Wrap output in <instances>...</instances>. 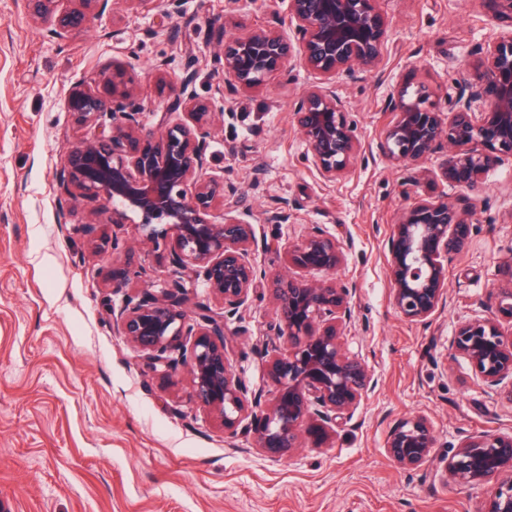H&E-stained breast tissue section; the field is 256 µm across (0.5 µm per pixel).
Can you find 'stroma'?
Instances as JSON below:
<instances>
[{
  "label": "stroma",
  "mask_w": 512,
  "mask_h": 512,
  "mask_svg": "<svg viewBox=\"0 0 512 512\" xmlns=\"http://www.w3.org/2000/svg\"><path fill=\"white\" fill-rule=\"evenodd\" d=\"M381 7L388 37L378 71L336 80L357 124L360 157L327 182L292 120L316 74L296 63L267 87L232 95L214 68L216 29L292 35L288 0H182L178 15L165 0L138 9L111 0L64 42L32 21L23 0H0V512H482L490 485L462 489L442 471L461 434L512 432V400L489 393L450 342L460 323L491 314L493 292L512 280V159L469 189L443 179L445 150L398 166L378 144L390 97L424 87L430 105L447 112L459 73L512 28L488 20L477 0H382ZM190 54L193 91L224 107L210 167L235 192L215 215L228 207L258 215L255 258L268 270L280 265L273 243L316 227L347 246L337 273L353 288L346 346L378 385L351 422L337 425L332 447L273 460L250 440L225 442L219 423L193 403L187 374L146 370L112 332L110 310L126 294L109 285L112 270L159 267V252L94 248L83 225L108 222L99 203L60 206L55 173L87 134L69 111L70 90L94 88L102 70L122 66L141 91L143 127L152 132ZM444 196L475 209L477 225L448 261L446 308L421 325L392 304L386 241L414 200ZM284 204L287 222L262 220ZM270 315L269 301L256 299L242 321L227 325L241 334L232 364L255 391L270 387L261 347ZM411 415L430 422L437 444L407 473L385 445L394 424Z\"/></svg>",
  "instance_id": "stroma-1"
}]
</instances>
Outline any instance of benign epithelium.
Listing matches in <instances>:
<instances>
[{
	"instance_id": "1",
	"label": "benign epithelium",
	"mask_w": 512,
	"mask_h": 512,
	"mask_svg": "<svg viewBox=\"0 0 512 512\" xmlns=\"http://www.w3.org/2000/svg\"><path fill=\"white\" fill-rule=\"evenodd\" d=\"M25 0L35 21L65 41L83 30L108 0ZM487 17L512 28V0H479ZM381 0H288L296 38L255 30L217 36L214 62L233 94L268 84L295 62L319 81L300 98L293 120L318 174L327 182L345 172L360 151L355 124L336 93V76L372 71L381 62L387 27ZM472 71L455 79L448 113L404 96L388 101L392 120L379 143L381 153L409 164L445 146L442 176L475 187L495 163L512 159V33L489 42ZM193 73L183 77L182 94L161 114L155 133H143L138 91L119 66L99 75L93 89L73 88L68 104L77 124L90 132L67 151L56 175L59 202L81 199L112 209V224L140 217L143 244L165 242L161 291L143 288L112 305V331L126 339L142 365L165 375L187 369L192 396L218 420L224 438H252L265 456L281 459L311 444L330 447L336 423L350 420L376 381L366 361L346 350L353 322V289L336 280L346 263L343 242L320 230L288 242L283 265L267 271L254 261L256 236L249 209L210 213L235 188L212 174L208 150L215 136L214 104L196 96ZM474 211L444 198L421 199L407 208L388 241L391 299L410 322H425L448 298V258L472 234ZM167 225L157 230L156 223ZM204 276L220 303L216 309L191 303L192 273ZM154 282L141 267L112 279ZM268 297L273 312L263 336L269 393L252 391L231 364L234 338L226 321L242 317L254 298ZM496 313L461 323L451 341L488 389L511 386L512 341L504 340L501 319L512 325V287L495 295ZM436 439L423 417L396 423L386 441L388 456L406 469L432 457ZM444 472L459 486L492 482L486 512H512V433L472 432L448 451Z\"/></svg>"
}]
</instances>
